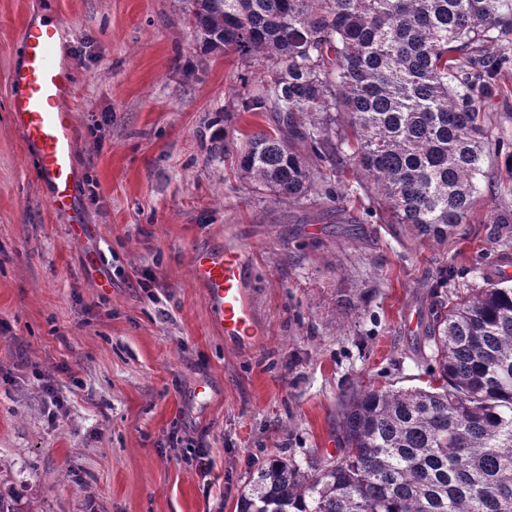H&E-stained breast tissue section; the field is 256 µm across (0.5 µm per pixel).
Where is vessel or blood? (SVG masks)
Here are the masks:
<instances>
[{
	"instance_id": "1",
	"label": "vessel or blood",
	"mask_w": 512,
	"mask_h": 512,
	"mask_svg": "<svg viewBox=\"0 0 512 512\" xmlns=\"http://www.w3.org/2000/svg\"><path fill=\"white\" fill-rule=\"evenodd\" d=\"M64 34L60 22L25 28L23 61L10 76V112L15 127L35 151L39 180L51 189L48 207L72 214L73 231L84 234L87 226L73 214L76 125L72 113L61 105L62 97L74 87L65 60ZM193 271L208 292L225 337L237 343L253 341L259 329L238 248L229 245L221 254L196 256Z\"/></svg>"
}]
</instances>
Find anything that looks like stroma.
Instances as JSON below:
<instances>
[{"label":"stroma","instance_id":"35a3bbf8","mask_svg":"<svg viewBox=\"0 0 512 512\" xmlns=\"http://www.w3.org/2000/svg\"><path fill=\"white\" fill-rule=\"evenodd\" d=\"M183 0H0V487L40 512H236L272 455L336 452V410L361 387H429L431 285L444 266L482 285L493 225L447 247L393 224H352L318 200L278 204L243 181L235 55L200 53ZM66 25L77 208L96 242L45 203L9 110L26 26ZM478 214L512 210V99L486 117ZM224 133V158L211 160ZM236 240L261 334L220 332L191 260ZM98 260L86 266L85 255ZM356 288L358 309L336 304ZM65 400L49 419L41 386ZM179 444H172V437ZM205 448V462L196 451Z\"/></svg>","mask_w":512,"mask_h":512}]
</instances>
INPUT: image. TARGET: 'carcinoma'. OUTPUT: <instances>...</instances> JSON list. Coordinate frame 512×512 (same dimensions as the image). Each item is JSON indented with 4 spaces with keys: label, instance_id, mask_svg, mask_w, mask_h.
<instances>
[{
    "label": "carcinoma",
    "instance_id": "obj_1",
    "mask_svg": "<svg viewBox=\"0 0 512 512\" xmlns=\"http://www.w3.org/2000/svg\"><path fill=\"white\" fill-rule=\"evenodd\" d=\"M207 53L258 69L242 112V179L276 201L362 194L363 214L438 246L475 221L490 144L483 114L509 98L512 0H185ZM494 275L433 286L426 341L440 383L362 388L340 402L337 455H274L237 512H512V210ZM0 512H36L0 492Z\"/></svg>",
    "mask_w": 512,
    "mask_h": 512
}]
</instances>
